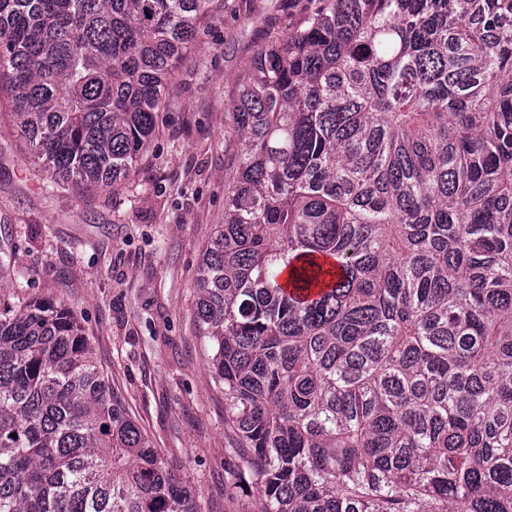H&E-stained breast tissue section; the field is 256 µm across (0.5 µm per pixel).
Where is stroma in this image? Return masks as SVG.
<instances>
[{
	"mask_svg": "<svg viewBox=\"0 0 512 512\" xmlns=\"http://www.w3.org/2000/svg\"><path fill=\"white\" fill-rule=\"evenodd\" d=\"M311 0H215L172 69L135 171L109 188L54 184L0 91V303L51 298L76 316L129 413L177 464L199 512H254L229 496L234 461L209 342L195 321L201 253L224 221L237 160L231 103L258 49Z\"/></svg>",
	"mask_w": 512,
	"mask_h": 512,
	"instance_id": "1",
	"label": "stroma"
}]
</instances>
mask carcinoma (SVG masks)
<instances>
[{"instance_id":"cac0c4a2","label":"carcinoma","mask_w":512,"mask_h":512,"mask_svg":"<svg viewBox=\"0 0 512 512\" xmlns=\"http://www.w3.org/2000/svg\"><path fill=\"white\" fill-rule=\"evenodd\" d=\"M211 7L0 0V88L52 178L131 174ZM231 110L195 288L235 487L512 512V0H320ZM0 512H198L53 299L0 311Z\"/></svg>"}]
</instances>
